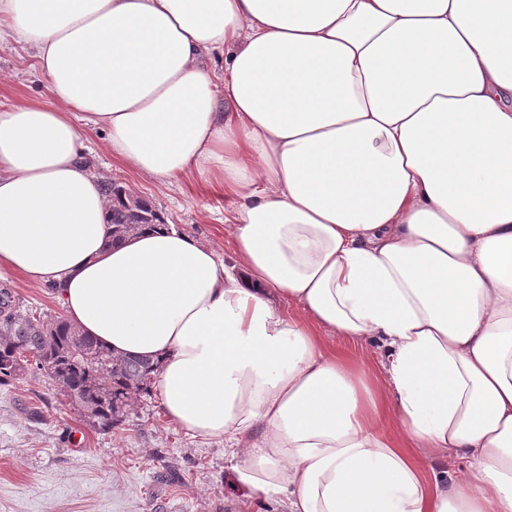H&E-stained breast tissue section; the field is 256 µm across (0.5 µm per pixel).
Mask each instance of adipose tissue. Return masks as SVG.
<instances>
[{
    "label": "adipose tissue",
    "instance_id": "1",
    "mask_svg": "<svg viewBox=\"0 0 512 512\" xmlns=\"http://www.w3.org/2000/svg\"><path fill=\"white\" fill-rule=\"evenodd\" d=\"M0 43L60 103L0 105V262L160 359L171 422L288 512H512V0H0ZM85 124L223 189L240 269L173 227L111 241ZM389 409L469 468L426 478ZM317 338L323 350L332 356L343 355L359 358L365 367L378 374L381 371L378 368L380 351L374 344L366 343L365 346L350 342L344 336H337L334 332L315 327Z\"/></svg>",
    "mask_w": 512,
    "mask_h": 512
}]
</instances>
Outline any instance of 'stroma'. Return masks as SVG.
<instances>
[{"label":"stroma","instance_id":"1","mask_svg":"<svg viewBox=\"0 0 512 512\" xmlns=\"http://www.w3.org/2000/svg\"><path fill=\"white\" fill-rule=\"evenodd\" d=\"M55 106L30 51L0 45V103ZM83 135L98 174L146 199L168 223L198 238L227 264H238L231 212L223 193L194 177L165 187L128 169L102 130ZM24 311L63 316L46 285L0 264V289ZM382 432L407 450L425 475L462 471L466 459L428 455L410 442L395 413ZM238 459L222 442L170 423L157 394H141L119 427L104 431L75 410L47 379L0 383V512H288L284 498L252 496L238 484Z\"/></svg>","mask_w":512,"mask_h":512}]
</instances>
